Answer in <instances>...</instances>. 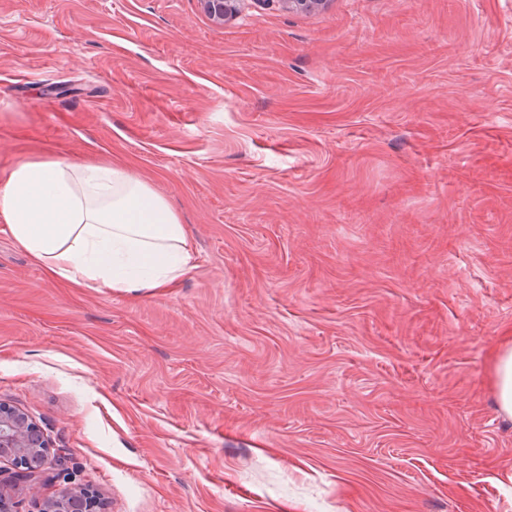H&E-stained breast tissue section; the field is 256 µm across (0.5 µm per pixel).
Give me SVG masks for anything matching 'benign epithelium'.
<instances>
[{"label": "benign epithelium", "mask_w": 512, "mask_h": 512, "mask_svg": "<svg viewBox=\"0 0 512 512\" xmlns=\"http://www.w3.org/2000/svg\"><path fill=\"white\" fill-rule=\"evenodd\" d=\"M203 11L216 24H226L241 13L245 0H199ZM284 10L310 11L323 8L330 0H280ZM48 458V443L29 417L0 405V462L10 461L19 469L18 477L37 490V477ZM94 500L83 488L68 487L43 504L41 512H92Z\"/></svg>", "instance_id": "1"}]
</instances>
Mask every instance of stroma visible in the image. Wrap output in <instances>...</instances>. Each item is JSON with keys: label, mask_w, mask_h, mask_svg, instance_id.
<instances>
[{"label": "stroma", "mask_w": 512, "mask_h": 512, "mask_svg": "<svg viewBox=\"0 0 512 512\" xmlns=\"http://www.w3.org/2000/svg\"><path fill=\"white\" fill-rule=\"evenodd\" d=\"M130 169L193 261L125 293L0 226V404L106 512H512V0H0V177ZM203 11L216 24L223 25L239 17L245 0H199ZM492 370L498 410L512 418V336H507L496 348Z\"/></svg>", "instance_id": "obj_1"}]
</instances>
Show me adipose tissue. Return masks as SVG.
Segmentation results:
<instances>
[{"instance_id":"1","label":"adipose tissue","mask_w":512,"mask_h":512,"mask_svg":"<svg viewBox=\"0 0 512 512\" xmlns=\"http://www.w3.org/2000/svg\"><path fill=\"white\" fill-rule=\"evenodd\" d=\"M0 221L49 277L79 288H165L193 260L178 215L120 165L19 163L0 179ZM492 370L498 410L512 418V336Z\"/></svg>"}]
</instances>
